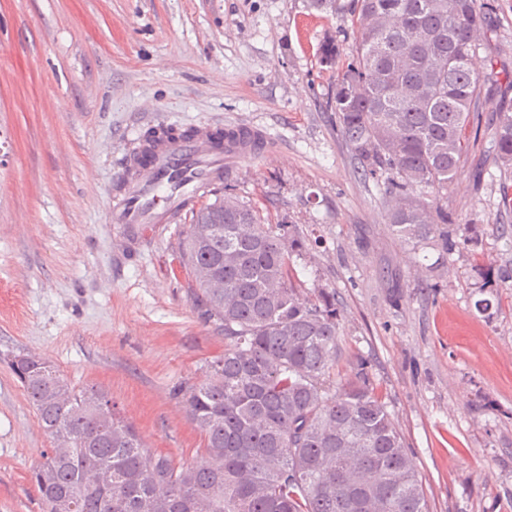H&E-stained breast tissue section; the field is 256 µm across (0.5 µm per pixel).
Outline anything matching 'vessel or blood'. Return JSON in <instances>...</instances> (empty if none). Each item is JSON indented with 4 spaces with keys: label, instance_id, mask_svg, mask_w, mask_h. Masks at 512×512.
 <instances>
[{
    "label": "vessel or blood",
    "instance_id": "obj_1",
    "mask_svg": "<svg viewBox=\"0 0 512 512\" xmlns=\"http://www.w3.org/2000/svg\"><path fill=\"white\" fill-rule=\"evenodd\" d=\"M271 152L267 133L250 125L202 124L183 136L158 124L121 166L110 221L133 235L151 224L179 223L243 159Z\"/></svg>",
    "mask_w": 512,
    "mask_h": 512
}]
</instances>
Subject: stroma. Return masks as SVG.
<instances>
[{
    "label": "stroma",
    "mask_w": 512,
    "mask_h": 512,
    "mask_svg": "<svg viewBox=\"0 0 512 512\" xmlns=\"http://www.w3.org/2000/svg\"><path fill=\"white\" fill-rule=\"evenodd\" d=\"M491 2L476 65L512 74V0ZM350 4L0 0V512H41L29 473L53 446L10 368L17 354L108 392L174 465L202 452L174 391L205 380L224 328L179 263L186 226L147 228L125 248L109 221L114 169L154 120L267 132L275 156L243 161L227 183L303 232L292 274L305 298L336 296L339 377L369 362L429 512H512V279L488 318L471 288L475 265L512 272V167L497 164L488 127L512 89L483 100L455 182L427 197L483 231L436 265V251L391 232L385 181L358 174L327 107L334 73L318 48L351 30Z\"/></svg>",
    "instance_id": "35a3bbf8"
}]
</instances>
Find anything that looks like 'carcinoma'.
I'll list each match as a JSON object with an SVG mask.
<instances>
[{
    "label": "carcinoma",
    "mask_w": 512,
    "mask_h": 512,
    "mask_svg": "<svg viewBox=\"0 0 512 512\" xmlns=\"http://www.w3.org/2000/svg\"><path fill=\"white\" fill-rule=\"evenodd\" d=\"M353 44L320 45L336 70L327 105L365 178L383 177L395 198L393 233L439 258L476 245L477 224H456L422 194L448 190L465 133L479 115L485 77L474 67L473 33L491 31L482 0H352ZM490 130L497 160L512 165V112ZM220 200L195 211L181 258L198 306L224 323V355L204 382L178 390L202 432L196 462L177 468L154 454L102 389L70 386L48 362L16 355L11 368L50 438L72 447L43 454L30 471L42 512L70 498L74 512H428L405 442L376 395L367 362L331 381L341 352L334 295L301 297L293 258L305 241L290 224H268L254 205ZM474 307L488 314L500 283L490 264L473 269ZM64 387L69 400L57 399ZM101 476L89 489L81 476Z\"/></svg>",
    "instance_id": "1"
}]
</instances>
